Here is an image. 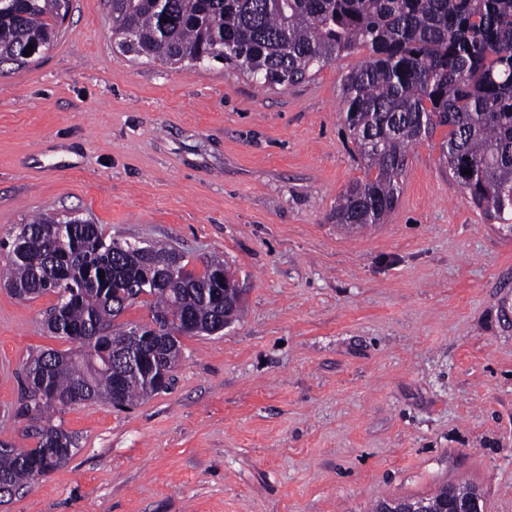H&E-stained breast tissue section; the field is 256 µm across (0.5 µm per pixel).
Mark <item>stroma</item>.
Here are the masks:
<instances>
[{
  "mask_svg": "<svg viewBox=\"0 0 512 512\" xmlns=\"http://www.w3.org/2000/svg\"><path fill=\"white\" fill-rule=\"evenodd\" d=\"M353 54L264 89L221 61L123 54L110 0H72L52 47L0 72V240L43 212L165 241L236 273L244 316L184 339L167 390L61 414L76 454L0 512H372L451 480L512 512V220L411 146L385 223L331 214L364 169L342 118ZM54 295L0 288V441L23 366L69 348Z\"/></svg>",
  "mask_w": 512,
  "mask_h": 512,
  "instance_id": "35a3bbf8",
  "label": "stroma"
}]
</instances>
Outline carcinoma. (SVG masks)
<instances>
[{
    "instance_id": "carcinoma-1",
    "label": "carcinoma",
    "mask_w": 512,
    "mask_h": 512,
    "mask_svg": "<svg viewBox=\"0 0 512 512\" xmlns=\"http://www.w3.org/2000/svg\"><path fill=\"white\" fill-rule=\"evenodd\" d=\"M71 0H0V65L28 63L49 49ZM121 50L165 65L222 60L263 86L295 84L316 68L366 52L342 77L345 126L365 169L339 197L338 224H382L394 209L408 148L448 128L442 161L490 219L512 215V0H110ZM33 50L23 55L28 45ZM471 174H464V170ZM0 271L20 299L57 302L45 324L79 346L50 350L24 365L16 417L46 419L33 448L0 446V498L70 460L75 435L51 417L74 387L89 402L112 403L115 367L125 370L122 405L161 391L154 384L182 359L178 334L193 318L230 322L241 303L224 304V275L203 271L144 284L145 270L186 266L173 246L107 237L92 218L40 214L18 225ZM104 277H98V272ZM163 319L146 337L143 369L123 346L134 324L118 319L136 303Z\"/></svg>"
}]
</instances>
